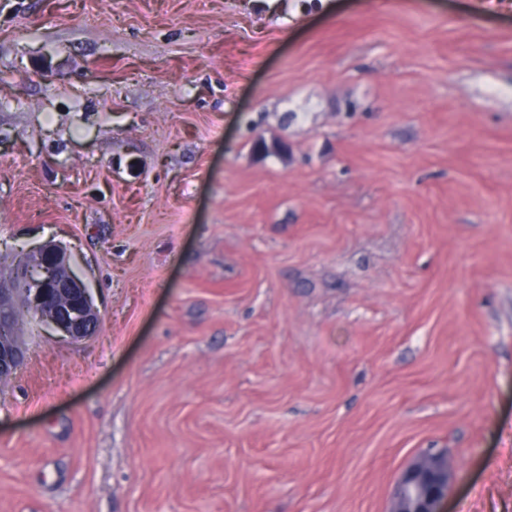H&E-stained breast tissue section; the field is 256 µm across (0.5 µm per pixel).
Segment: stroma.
<instances>
[{"mask_svg": "<svg viewBox=\"0 0 512 512\" xmlns=\"http://www.w3.org/2000/svg\"><path fill=\"white\" fill-rule=\"evenodd\" d=\"M0 0V512H512V0ZM5 282L11 288H0L1 380L10 378L25 358L19 312L72 343L96 333L99 311L65 247L49 242L19 254L7 275H1L0 284ZM431 474L438 476L439 488L430 483ZM449 478L448 452L444 449L429 451L416 459L396 483L390 511L444 512Z\"/></svg>", "mask_w": 512, "mask_h": 512, "instance_id": "stroma-1", "label": "stroma"}]
</instances>
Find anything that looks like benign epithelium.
Instances as JSON below:
<instances>
[{"instance_id":"1","label":"benign epithelium","mask_w":512,"mask_h":512,"mask_svg":"<svg viewBox=\"0 0 512 512\" xmlns=\"http://www.w3.org/2000/svg\"><path fill=\"white\" fill-rule=\"evenodd\" d=\"M19 313L72 343L94 335L100 320L91 289L73 271L67 249L51 242L19 254L0 277L1 379L11 377L25 358ZM449 478L448 452L424 454L396 483L391 512H444Z\"/></svg>"}]
</instances>
